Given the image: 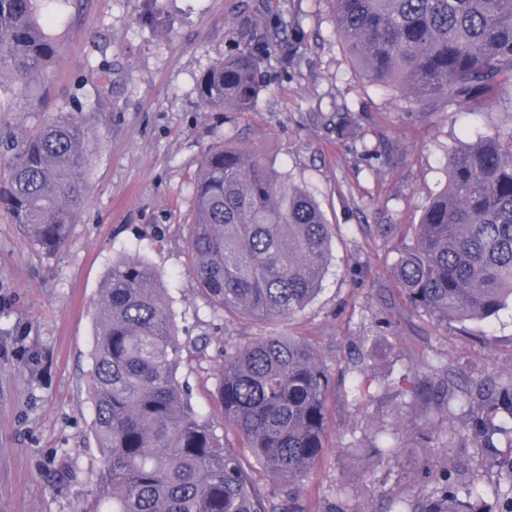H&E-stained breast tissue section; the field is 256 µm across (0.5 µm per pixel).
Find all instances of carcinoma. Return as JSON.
<instances>
[{
    "label": "carcinoma",
    "instance_id": "cac0c4a2",
    "mask_svg": "<svg viewBox=\"0 0 512 512\" xmlns=\"http://www.w3.org/2000/svg\"><path fill=\"white\" fill-rule=\"evenodd\" d=\"M73 0H0V92L16 97L51 73L48 19ZM336 32L374 83L397 84L425 109L481 106L512 112V0H334ZM279 27L246 33L250 48L200 77L208 112H251L262 85L258 56ZM83 118L60 114L21 141L0 207L37 251L69 240L87 201L90 143ZM189 272L226 316L267 321L303 311L321 290L335 234L314 197L226 134L202 156L192 184ZM407 303L445 323L486 320L512 303V128L458 144L448 185L425 208L413 244L393 270ZM88 387L101 450L98 507L80 512H306L303 487L326 450L331 375L295 336H264L224 349L217 394L224 433L189 401L177 379L184 349L157 273L124 258L112 264L96 306ZM425 369L408 389L443 434L468 432L479 448H512V373L454 379L448 363L417 355ZM379 462L399 463V432H372ZM288 483L283 499L257 491L243 452ZM497 510L474 474L461 481L426 465L414 498L390 512H512V460H490ZM332 512H359L343 482Z\"/></svg>",
    "mask_w": 512,
    "mask_h": 512
}]
</instances>
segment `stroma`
I'll use <instances>...</instances> for the list:
<instances>
[{
	"instance_id": "35a3bbf8",
	"label": "stroma",
	"mask_w": 512,
	"mask_h": 512,
	"mask_svg": "<svg viewBox=\"0 0 512 512\" xmlns=\"http://www.w3.org/2000/svg\"><path fill=\"white\" fill-rule=\"evenodd\" d=\"M258 68L254 111H205L197 82L209 65L244 49L239 34L273 25ZM297 29L302 40L289 39ZM49 81L21 103L0 104V174L16 145L74 97L101 99L87 119L97 131L87 203L66 245L34 251L0 208V512H77L96 489L101 453L88 393L100 284L112 263L133 256L154 267L167 289L185 349L177 371L194 408L215 426L222 348L262 336H296L317 351L333 379L328 449L305 482L310 512H328V488L352 486L360 512H387L394 496L416 495L433 460L468 475L485 460L464 435L447 448L426 439L428 412L408 405L404 373L415 353L447 360L458 376L512 372V307L496 318L444 324L413 311L392 278L428 202L448 182V152L479 134L512 127V112L426 111L400 89L375 85L345 52L332 0H75L54 22ZM299 65L281 75L279 61ZM112 69L102 87L101 66ZM354 112L358 133L336 132V112ZM233 132L318 201L335 224L317 298L287 320H232L213 312L188 272L192 183L202 154ZM381 152L363 158L364 147ZM385 381L373 401L351 394L360 374ZM398 426L401 467L371 449L380 424Z\"/></svg>"
}]
</instances>
